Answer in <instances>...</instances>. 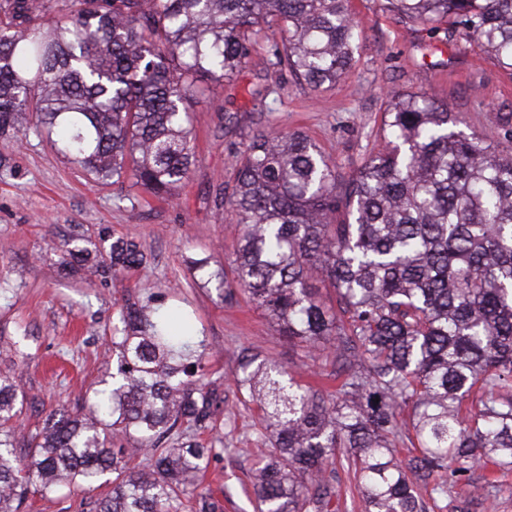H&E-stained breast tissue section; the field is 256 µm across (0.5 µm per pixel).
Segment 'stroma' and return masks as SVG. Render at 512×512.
Wrapping results in <instances>:
<instances>
[{"label":"stroma","mask_w":512,"mask_h":512,"mask_svg":"<svg viewBox=\"0 0 512 512\" xmlns=\"http://www.w3.org/2000/svg\"><path fill=\"white\" fill-rule=\"evenodd\" d=\"M365 42L349 74L336 87L312 90L289 74L244 67L231 81L196 94L188 103L196 133V163L175 197L139 193L117 203L119 186H100L56 149L47 132L15 140L0 137V372L12 373L29 400L24 427L35 430L58 406L96 388L112 365L116 303L124 296L155 295L190 311L206 336V358L224 389L223 409L235 428L226 450L212 459L204 483L224 512H257L249 468L259 450L249 441L260 424L244 404L234 377L242 349L271 356L296 379L327 390L324 359L304 358L245 297L226 303L199 284L192 260L213 272H231V227L218 218L215 189L232 182L235 160L250 137L275 121L300 130L344 170L360 165L380 143L389 101L429 93L456 113L461 128L493 141L512 124V71L476 51L434 41L422 27L395 19L385 0H350ZM273 85L266 102L252 98L259 83ZM237 114L236 132L224 130ZM136 239L150 261L126 278L95 279L59 272L55 244L72 232ZM102 490L29 495L19 512H97Z\"/></svg>","instance_id":"1"}]
</instances>
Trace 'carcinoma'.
Instances as JSON below:
<instances>
[{"mask_svg": "<svg viewBox=\"0 0 512 512\" xmlns=\"http://www.w3.org/2000/svg\"><path fill=\"white\" fill-rule=\"evenodd\" d=\"M389 11L512 69V0H387ZM59 16L44 23L52 8ZM314 89L351 70L362 31L348 0H5L0 4V136L29 125L93 181L172 197L190 178L188 100L253 61ZM424 92L392 101L383 147L350 173L301 131L268 123L215 203L234 225L233 280L281 335L335 354L329 392L244 349L237 390L261 413L267 452L252 469L260 512H336L339 470L366 512H427L477 465H512V130L496 142L458 129ZM60 265L125 276L148 261L106 233L60 240ZM328 282L336 307L321 301ZM110 379L34 433L22 391L0 374V512L31 493L112 475L99 512H180L215 455L224 397L204 340L171 328L160 300L119 304ZM413 455L397 457L398 444ZM28 449L25 458L17 446ZM144 458L130 467L127 460Z\"/></svg>", "mask_w": 512, "mask_h": 512, "instance_id": "1", "label": "carcinoma"}]
</instances>
